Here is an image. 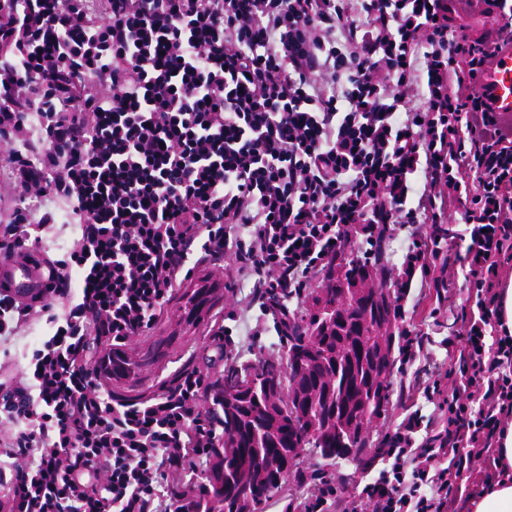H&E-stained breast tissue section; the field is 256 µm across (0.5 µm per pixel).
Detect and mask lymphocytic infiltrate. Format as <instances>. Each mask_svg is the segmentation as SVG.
Returning <instances> with one entry per match:
<instances>
[{
	"mask_svg": "<svg viewBox=\"0 0 512 512\" xmlns=\"http://www.w3.org/2000/svg\"><path fill=\"white\" fill-rule=\"evenodd\" d=\"M447 0H11L0 16V159L20 202L0 248L23 253L69 210L80 237L48 262L62 313L29 361L0 372L14 425L0 512H157L168 470L218 427L184 370L150 404L118 400L87 368L89 336L123 344L169 301L193 246L246 244L239 277L261 309L290 299L356 246L398 240L404 260L448 235L395 238L436 201L469 200L465 260L480 291L464 324L443 427L406 418L392 465L360 492L372 512H443L453 481L512 418V337L497 322L512 251V140L478 93L492 55L456 34ZM427 74V105L417 65ZM86 85L81 98L75 83ZM470 149H463V139ZM443 456L447 467L435 469Z\"/></svg>",
	"mask_w": 512,
	"mask_h": 512,
	"instance_id": "f902f5d3",
	"label": "lymphocytic infiltrate"
}]
</instances>
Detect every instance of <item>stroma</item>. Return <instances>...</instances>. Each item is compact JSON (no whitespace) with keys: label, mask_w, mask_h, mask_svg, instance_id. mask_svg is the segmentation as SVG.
I'll return each instance as SVG.
<instances>
[{"label":"stroma","mask_w":512,"mask_h":512,"mask_svg":"<svg viewBox=\"0 0 512 512\" xmlns=\"http://www.w3.org/2000/svg\"><path fill=\"white\" fill-rule=\"evenodd\" d=\"M496 0H451L449 17L463 34H472L475 26L486 17H499ZM56 221L40 233L41 243L36 252L42 258H61L76 240L79 229L70 224L63 206H56ZM466 240L455 239L445 247L439 260L426 276H416L402 302L405 309L403 325L408 336L421 341L428 362L438 366L434 380L439 387L433 400H426L420 390L411 386L419 374L418 364L407 363L399 373L394 386L391 404L384 418L370 425L371 438L394 432L406 415V405L422 411L423 422L433 425L439 419L438 404L451 390L450 370L456 367V353L447 350V338H455L457 346H464L465 321L476 311L474 305L477 285L464 268ZM189 266V279L174 288L157 322L141 335L132 337L124 346L134 358H141L154 348H162V360L148 367L138 383L118 382L99 372L98 363L106 356L111 345L106 339L91 341L88 362L96 382L119 397L146 401L155 398L163 385L182 367L199 371L206 382L215 381L224 371L226 358L253 359L284 355L285 349L273 328L272 315L254 306L250 297L231 287L236 276L234 256H224L222 261L197 252ZM212 291L214 306L210 313L195 323H188L183 313V295L193 288ZM49 330L44 319L31 318L15 325L13 333L0 336V365L15 373H22L32 350L41 343ZM375 475L374 470L359 468L346 461L328 463L312 455L304 456L298 472L292 473L283 484L279 497L270 498L263 512H282L281 500L292 494H303L312 499L319 489L332 486L342 491L349 512H371L365 500L360 499L362 487Z\"/></svg>","instance_id":"35a3bbf8"}]
</instances>
